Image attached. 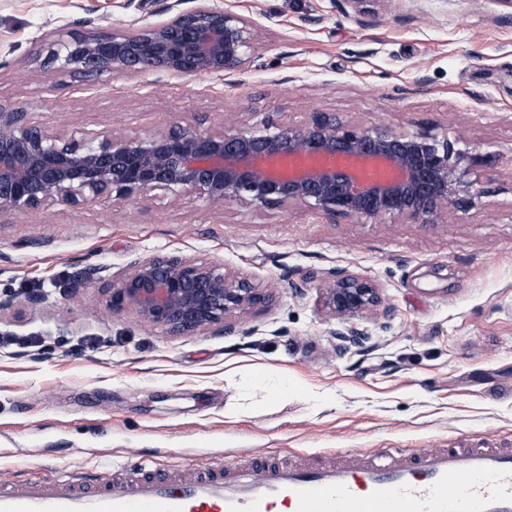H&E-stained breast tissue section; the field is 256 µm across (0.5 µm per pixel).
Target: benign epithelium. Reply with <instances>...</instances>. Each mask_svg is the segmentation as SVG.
Masks as SVG:
<instances>
[{
	"instance_id": "benign-epithelium-1",
	"label": "benign epithelium",
	"mask_w": 512,
	"mask_h": 512,
	"mask_svg": "<svg viewBox=\"0 0 512 512\" xmlns=\"http://www.w3.org/2000/svg\"><path fill=\"white\" fill-rule=\"evenodd\" d=\"M168 18L132 29L90 31L41 44L35 61L58 71L115 75L160 69L187 77L242 73L257 61V30L214 0H165ZM354 16L379 17L386 0H341ZM468 158L431 128L399 133L364 126L334 112H314L302 125L265 122L255 129L201 132L174 125L151 134L57 135L25 108L0 112V215L63 201L83 206L107 198L140 201L154 192L195 195L215 204L302 206L350 220L443 223L475 204ZM320 306L342 327L336 351L368 348L370 334L349 323L376 313L378 284L343 269L314 271ZM267 292L222 264L156 255L134 264L112 285V312L130 309L170 333L215 326L263 305Z\"/></svg>"
}]
</instances>
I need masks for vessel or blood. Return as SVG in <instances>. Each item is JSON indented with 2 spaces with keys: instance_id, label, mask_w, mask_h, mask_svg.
I'll return each instance as SVG.
<instances>
[{
  "instance_id": "vessel-or-blood-1",
  "label": "vessel or blood",
  "mask_w": 512,
  "mask_h": 512,
  "mask_svg": "<svg viewBox=\"0 0 512 512\" xmlns=\"http://www.w3.org/2000/svg\"><path fill=\"white\" fill-rule=\"evenodd\" d=\"M310 467L216 463L173 480L0 479V512H512V448H350Z\"/></svg>"
}]
</instances>
